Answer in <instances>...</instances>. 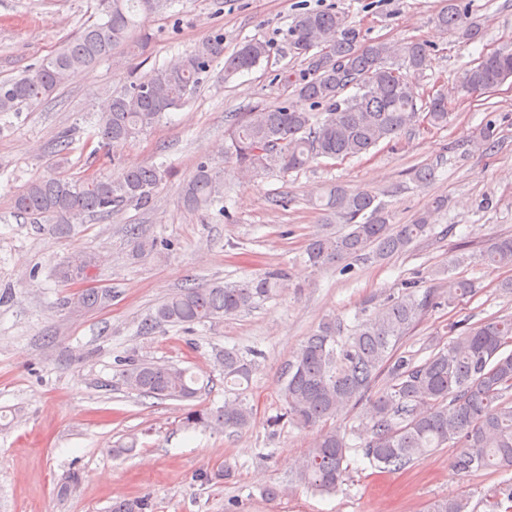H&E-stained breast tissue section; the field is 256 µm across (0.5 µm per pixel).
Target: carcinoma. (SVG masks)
<instances>
[{
    "mask_svg": "<svg viewBox=\"0 0 512 512\" xmlns=\"http://www.w3.org/2000/svg\"><path fill=\"white\" fill-rule=\"evenodd\" d=\"M167 0H99L101 19L66 40L54 53L23 75L0 82V115H17L64 84L76 69H90L112 55L140 26V18L160 10ZM432 23L445 33L469 42L481 36L470 20L469 4L444 0ZM293 54L305 61V72L281 71L276 79L290 96L309 103L313 111L284 105L256 107L235 116L225 131L227 153L237 173H287L309 167L320 158L359 157L383 142L394 141L416 125L419 110L412 77L429 67L426 42H367L348 16L323 10L303 11L288 29ZM270 54L258 39L242 42L224 56V37L200 43L176 62L153 69L107 95L98 105L89 140L98 149L139 138L163 115L186 103L210 63L224 58V79L257 67ZM512 78V52L496 50L465 67L459 90L470 97L489 91V84ZM431 126L448 125V102L436 96L425 103ZM170 176L162 166L125 168L108 178L79 173L53 174L28 182L14 197V209L32 220L51 222L54 233L66 235L87 216H108L128 203L146 205ZM224 195V169L207 158L197 163L183 184L182 199L197 209ZM325 212V230L311 237L305 262L323 268L347 260H385L404 252L433 230V212L447 206L436 196L412 224L389 223L377 196L332 186L316 200ZM469 262L512 266V235L489 239L476 255L455 253L448 269ZM97 266L93 254L70 257L54 270L61 282L88 278ZM285 273L272 270L238 283L186 286L157 305L140 332L166 326L193 327L235 316L285 288ZM106 296L83 290L73 304L93 309ZM436 305L435 294H417L413 282L402 292L365 308L352 325L324 320L288 362L280 396L288 422L316 432L314 448L298 469V480L319 492L331 493L348 472L347 433L330 422L365 406L366 437L362 453L375 468L389 473L405 469L414 459L444 446L456 449L451 468L458 474L480 470L512 472V316H495L465 326L448 344L433 342L419 362L401 350L405 338ZM260 356L224 349V406L193 410L184 426L218 424L238 432L250 426L253 412L244 384ZM122 384L142 396L179 401L197 397L199 378L186 368L130 358L120 373ZM383 387H378L380 379ZM148 500H120L112 512H146ZM426 512H473L461 494L431 501Z\"/></svg>",
    "mask_w": 512,
    "mask_h": 512,
    "instance_id": "cac0c4a2",
    "label": "carcinoma"
}]
</instances>
